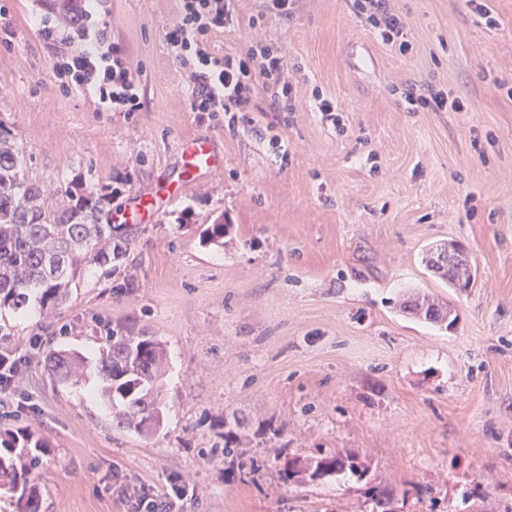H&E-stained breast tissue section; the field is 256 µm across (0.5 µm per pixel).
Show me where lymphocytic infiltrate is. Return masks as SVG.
<instances>
[{
	"label": "lymphocytic infiltrate",
	"instance_id": "lymphocytic-infiltrate-1",
	"mask_svg": "<svg viewBox=\"0 0 512 512\" xmlns=\"http://www.w3.org/2000/svg\"><path fill=\"white\" fill-rule=\"evenodd\" d=\"M358 13L366 15L377 37L407 53L401 18L391 13L387 0H355ZM239 20L235 0H177V14L167 27L164 40L176 58L192 64L189 105L194 112H222L234 115L252 109L259 85L274 86L288 99L293 88L287 79L288 63L270 47L257 44L241 54H215L207 50V36L234 28ZM41 34L53 49L50 77L63 90H85L97 96L101 112H138L142 109L140 84L126 48L108 44L100 30L83 29L78 50L60 45L50 24Z\"/></svg>",
	"mask_w": 512,
	"mask_h": 512
}]
</instances>
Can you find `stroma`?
<instances>
[{
    "label": "stroma",
    "mask_w": 512,
    "mask_h": 512,
    "mask_svg": "<svg viewBox=\"0 0 512 512\" xmlns=\"http://www.w3.org/2000/svg\"><path fill=\"white\" fill-rule=\"evenodd\" d=\"M484 2L494 25L465 0H388L403 55L351 0H295L284 18L237 0L239 27L208 49L272 46L293 98L259 87L230 126L189 107L191 69L163 40L175 0H104L98 17L139 75L138 112L54 85L41 36L52 0H0V127L50 206L76 179L112 187L116 214L157 196L180 184L177 146L195 135L224 158L137 225L118 275L90 268L49 316L34 301L0 310V351L23 359L34 406L15 424L49 445L42 512H131L116 472L159 494L180 477L194 496L179 512H512V0ZM428 87L463 111L407 104ZM321 98L337 112L318 111ZM210 224L227 225L223 239L203 240ZM447 243L477 269L467 291L422 261ZM416 293L447 302L454 325L402 312ZM118 326L167 350L164 423L149 437L113 429L98 374L74 386L46 367L56 350L94 357ZM237 418V454L211 455ZM338 453L363 476L281 478Z\"/></svg>",
    "instance_id": "35a3bbf8"
}]
</instances>
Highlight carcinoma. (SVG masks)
Listing matches in <instances>:
<instances>
[{
  "instance_id": "obj_1",
  "label": "carcinoma",
  "mask_w": 512,
  "mask_h": 512,
  "mask_svg": "<svg viewBox=\"0 0 512 512\" xmlns=\"http://www.w3.org/2000/svg\"><path fill=\"white\" fill-rule=\"evenodd\" d=\"M58 23L79 24L83 0H52ZM66 202L46 204L41 186L26 176V159L16 138L0 128V307L20 309L35 297L52 313L65 303L73 285L92 266H105L125 256L135 225L112 223L113 190L93 181L70 182ZM427 268L454 288H468L475 271L467 265L448 271L425 256ZM403 309L424 319L453 325L451 309L430 298ZM163 344L154 336H130L112 329L95 361L105 381L103 395L112 404V426L153 434L162 424L160 388L165 374ZM54 377L78 384L89 363L78 354L60 351L49 359ZM48 445L33 433L0 431V489L18 494L19 512H40L41 491L35 482ZM315 466L325 473H360L352 456L321 457Z\"/></svg>"
}]
</instances>
